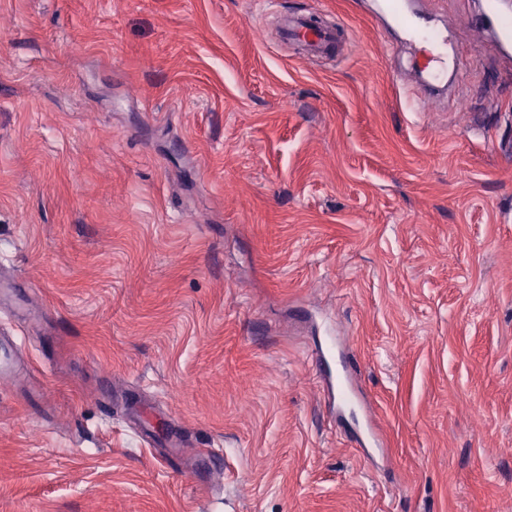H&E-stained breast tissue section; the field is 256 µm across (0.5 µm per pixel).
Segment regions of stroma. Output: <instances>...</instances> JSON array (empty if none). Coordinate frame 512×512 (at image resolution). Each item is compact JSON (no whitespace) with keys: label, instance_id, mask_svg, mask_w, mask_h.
Instances as JSON below:
<instances>
[{"label":"stroma","instance_id":"1","mask_svg":"<svg viewBox=\"0 0 512 512\" xmlns=\"http://www.w3.org/2000/svg\"><path fill=\"white\" fill-rule=\"evenodd\" d=\"M482 4L407 0L464 52L416 112L381 0H0V277L31 289L30 326L0 310V512H512V51ZM296 12L348 48L281 42Z\"/></svg>","mask_w":512,"mask_h":512}]
</instances>
